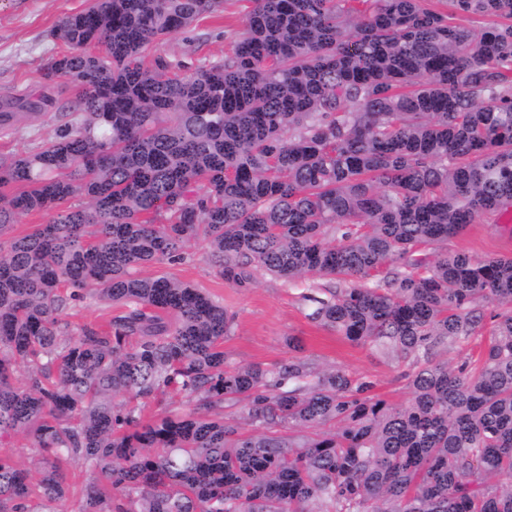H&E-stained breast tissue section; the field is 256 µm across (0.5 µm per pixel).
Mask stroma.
I'll list each match as a JSON object with an SVG mask.
<instances>
[{
  "mask_svg": "<svg viewBox=\"0 0 512 512\" xmlns=\"http://www.w3.org/2000/svg\"><path fill=\"white\" fill-rule=\"evenodd\" d=\"M89 2L0 0V99L46 91L54 100L45 115L22 119L14 130L0 133V160L47 146L62 122V112L75 102L78 88L64 78L46 86L43 69L64 51L51 36L54 26L63 17L85 9ZM248 7L247 0H224L223 11L195 22L187 33L164 37L155 52L191 65L202 57L222 58L227 48L225 31L242 32ZM447 248L476 257L512 255V208L483 215L462 235L451 239ZM135 273L176 278L223 304L234 316L231 332L224 339V353L232 365L282 364L298 351L313 368L337 367L372 380L376 394L390 405L406 404L411 397L405 364L376 348L351 344L311 320L314 306L302 299L303 284H286L258 272L249 286H236L220 275L203 239L188 243L181 261L146 264ZM481 312L483 320L476 335L465 344L438 347L435 360L456 367L468 358L479 357L494 326L492 306L484 305Z\"/></svg>",
  "mask_w": 512,
  "mask_h": 512,
  "instance_id": "obj_1",
  "label": "stroma"
}]
</instances>
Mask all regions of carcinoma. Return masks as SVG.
<instances>
[{
    "mask_svg": "<svg viewBox=\"0 0 512 512\" xmlns=\"http://www.w3.org/2000/svg\"><path fill=\"white\" fill-rule=\"evenodd\" d=\"M251 0L221 59L147 51L223 0H92L52 36L45 79L79 87L46 147L0 161V512L68 493L77 512H512V257L444 249L512 206V0ZM486 18L477 29L460 15ZM90 46H101L96 54ZM53 106L0 103V129ZM203 236L239 286L262 271L335 284L311 318L410 368L400 407L375 383L295 358L232 367V317L198 288L133 273ZM121 309L70 330L82 291ZM497 308L474 367L435 362ZM27 369L23 383L13 376ZM169 391L193 402L146 420ZM245 401L242 432L224 403ZM53 216L54 211L50 213L38 210L32 211L29 214L22 216L19 223L12 224L5 228L2 234V240H7L8 238L19 234L28 233L38 224L49 223ZM31 441L22 435L4 440L0 454L8 455L17 468L30 469L33 475H37L38 449L33 448ZM98 473H91L81 467H70L67 471V483L70 491L67 498L61 502H53L43 505H34L35 510L55 511V512H76L78 508V490L81 485L98 478Z\"/></svg>",
    "mask_w": 512,
    "mask_h": 512,
    "instance_id": "cac0c4a2",
    "label": "carcinoma"
}]
</instances>
